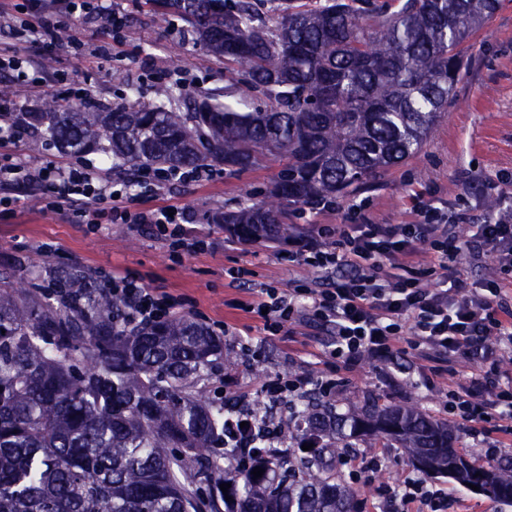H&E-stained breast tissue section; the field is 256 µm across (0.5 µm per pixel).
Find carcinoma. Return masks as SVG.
Wrapping results in <instances>:
<instances>
[{"instance_id": "cac0c4a2", "label": "carcinoma", "mask_w": 512, "mask_h": 512, "mask_svg": "<svg viewBox=\"0 0 512 512\" xmlns=\"http://www.w3.org/2000/svg\"><path fill=\"white\" fill-rule=\"evenodd\" d=\"M264 2L145 0L240 67L224 102L186 91L184 111L90 112L55 100L13 119L67 154L112 155L119 175L285 156L264 200L220 216L241 241L276 240L288 206L358 192L423 146L499 0H275L270 18ZM50 276L64 301L34 283L0 288V512H356L333 460L368 435L512 504V466L471 464L448 424L375 398L343 416L312 403L298 447L265 450L262 476L226 471L224 402L206 396L224 341L186 315L129 325L82 270Z\"/></svg>"}]
</instances>
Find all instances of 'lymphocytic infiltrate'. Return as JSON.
Wrapping results in <instances>:
<instances>
[{
    "label": "lymphocytic infiltrate",
    "instance_id": "1",
    "mask_svg": "<svg viewBox=\"0 0 512 512\" xmlns=\"http://www.w3.org/2000/svg\"><path fill=\"white\" fill-rule=\"evenodd\" d=\"M102 20L115 41L125 37L126 16L107 0H0V24L15 27L13 42L0 43V75L34 89L45 85V56L81 48V28ZM22 125H0V207L39 195L46 208L65 214L78 202L108 203L113 219L150 225L166 233L170 222H189L184 212L161 207L132 211L130 184L113 187L103 166L88 162L38 164L10 154L11 146L30 138ZM408 224H376L363 206L351 205L342 224L312 225L294 236L291 261L315 269L316 282L294 281L290 288H267L250 302L263 328L280 331L300 323L330 328L328 372L317 377L278 375L262 387L264 397L281 400L312 388L331 394L340 368L371 359L399 369L412 358L429 386L447 379L451 413L471 431L496 423L503 439L512 438V375L501 367L512 352V214L474 222L465 211L449 210L443 201H415ZM469 229L460 238L457 227ZM485 260L480 281L468 282L463 256ZM111 293L124 303L131 323L169 317L178 298L112 276ZM467 359L475 369L465 380L455 365ZM224 419V457L247 466L260 445L273 441L281 428L255 412L246 396L229 397ZM377 497L388 512H447L448 494L418 481L382 484Z\"/></svg>",
    "mask_w": 512,
    "mask_h": 512
}]
</instances>
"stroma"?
I'll return each instance as SVG.
<instances>
[{
  "mask_svg": "<svg viewBox=\"0 0 512 512\" xmlns=\"http://www.w3.org/2000/svg\"><path fill=\"white\" fill-rule=\"evenodd\" d=\"M127 17L126 35L114 56L97 60L94 50L110 41L103 22L86 25L81 34L80 55L47 58L49 73H63L70 79L93 86L100 104L118 107L130 102L145 106H182L179 89L170 75L186 69L196 80V92L215 93L238 78L236 67L222 57L195 46L185 35L184 21L157 24L144 0H115ZM211 176L200 182L167 184L157 178H141L135 191L143 209L169 206L189 212L186 238L207 236L211 246L203 253H191L171 246L169 240L133 231L126 224H80L69 217L46 211L37 195H29L14 212L0 216V273L11 279L43 281L48 268L79 265L92 275L115 273L129 276L146 288L180 298L182 314L220 334L221 322L236 324L237 333L225 337L224 352L229 362L215 372L209 388L220 390L232 379L236 391L246 395L251 406L279 423H287L291 406L300 404L294 396L270 404L260 393L264 382L276 374L317 376L328 368L322 348L330 332L300 325L268 334L256 315L239 309V302L253 301L263 288L287 287L289 280L312 281L316 275L306 266L288 261L287 240L243 242L215 222L218 214L263 199L281 164L262 165L230 173L222 164L211 163ZM493 179L485 192L471 189L482 176ZM512 197V0H500L491 20L474 36L465 53L455 93L440 123L420 151L390 168L372 188L336 197L333 210L317 212L306 205L289 207L284 218L291 230L310 224L341 223L353 204L366 207L368 216L379 224H406L412 219V200L434 198L449 207L464 209L475 218L489 214L488 200ZM243 266L252 275L248 282L231 283L228 271ZM261 343L262 361H252L245 343ZM341 383L328 405L345 412L373 396L384 401L416 407L452 429L455 445L477 464L512 461V446L498 445V433L469 436L461 421L444 410L446 385L426 388L418 373L399 384L391 383L386 368L364 360L352 369H341ZM356 454H376L384 465L370 485L350 483L359 512H377L376 487L410 477L447 488L461 500L465 512H512L508 506L478 494L440 475H422L403 449L383 447L367 436L356 444Z\"/></svg>",
  "mask_w": 512,
  "mask_h": 512,
  "instance_id": "stroma-1",
  "label": "stroma"
}]
</instances>
